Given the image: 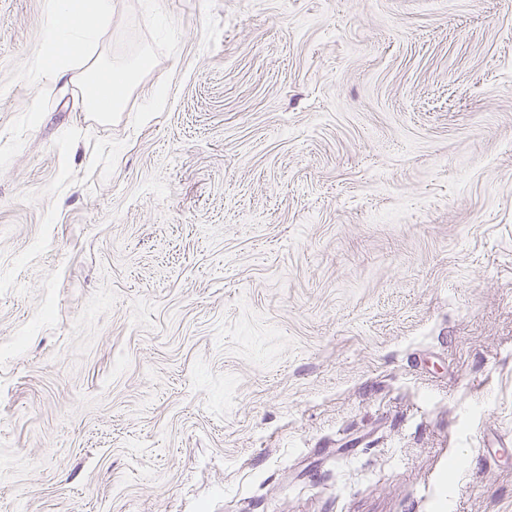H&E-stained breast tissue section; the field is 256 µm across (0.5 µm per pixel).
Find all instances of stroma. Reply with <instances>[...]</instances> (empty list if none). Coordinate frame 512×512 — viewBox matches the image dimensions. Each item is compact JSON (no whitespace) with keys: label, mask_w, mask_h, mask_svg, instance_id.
Wrapping results in <instances>:
<instances>
[{"label":"stroma","mask_w":512,"mask_h":512,"mask_svg":"<svg viewBox=\"0 0 512 512\" xmlns=\"http://www.w3.org/2000/svg\"><path fill=\"white\" fill-rule=\"evenodd\" d=\"M164 5L105 126L0 0V512H512V0Z\"/></svg>","instance_id":"35a3bbf8"}]
</instances>
